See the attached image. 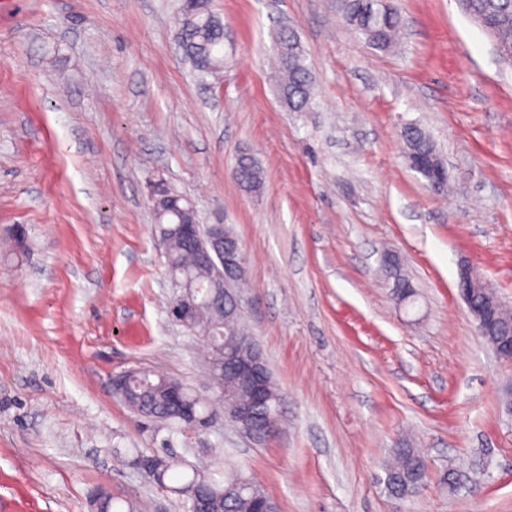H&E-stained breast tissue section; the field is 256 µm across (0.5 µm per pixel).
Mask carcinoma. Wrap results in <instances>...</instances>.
I'll return each instance as SVG.
<instances>
[{"instance_id": "obj_1", "label": "carcinoma", "mask_w": 512, "mask_h": 512, "mask_svg": "<svg viewBox=\"0 0 512 512\" xmlns=\"http://www.w3.org/2000/svg\"><path fill=\"white\" fill-rule=\"evenodd\" d=\"M480 3L487 29L500 43L511 46L512 0H480ZM339 11L357 32L379 49L391 45L400 27L399 14L387 0H339ZM223 31V24L208 8V0H181L179 43L185 58L201 78L224 64V55L219 50L220 33ZM277 46L283 49V53L277 54L281 99L289 111L305 112L311 104L312 81L304 53L298 42L288 37L286 31L279 34ZM402 139L408 154L436 151L429 136L417 126L404 128ZM237 168L240 182L251 189L259 187V173L249 158H241ZM184 210L183 199L169 189H164L158 199V224L154 225L153 231L169 235L166 266L181 275L191 287L199 289L204 298L214 288L208 272L196 265L192 247L171 234L177 223L191 220L190 216L184 214ZM232 334H242L235 321L227 322L215 330V335L207 342L208 367L221 364L222 345ZM134 377L133 381L124 379L116 393L137 414L145 413L154 422L171 429L177 428L180 423V408L169 404L167 400V394L174 386L181 389L183 405L198 416L203 417L211 412V402L201 399L178 381L146 369L136 370ZM221 396L226 410L249 401L248 392L237 385L227 368L221 378ZM385 471L401 479L396 490L407 497L418 493L428 480L424 453L407 444L392 450ZM154 481L171 493L188 492L196 486L203 489L209 494L211 512H255L257 498H268L251 476L222 462L215 469L200 473L183 459L157 454L154 458Z\"/></svg>"}]
</instances>
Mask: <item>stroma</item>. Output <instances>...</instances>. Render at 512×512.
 Instances as JSON below:
<instances>
[{"instance_id": "stroma-1", "label": "stroma", "mask_w": 512, "mask_h": 512, "mask_svg": "<svg viewBox=\"0 0 512 512\" xmlns=\"http://www.w3.org/2000/svg\"><path fill=\"white\" fill-rule=\"evenodd\" d=\"M390 2L402 28L382 51L337 0H210L224 67L201 79L177 0H0V512H90L95 490L179 512L133 455L219 452L279 512H512V363L456 286L470 264L512 305V64L460 0ZM285 27L314 81L306 112L271 67ZM409 124L447 191L410 168ZM244 155L254 191L232 175ZM159 181L243 245L241 322L285 397L265 442L221 414L168 431L112 388L145 367L210 395L204 341L168 314ZM404 441L434 478L395 501L382 480ZM450 466L453 494L436 480ZM402 139L407 154H423L435 152L436 147L429 136L417 126L405 127L402 132Z\"/></svg>"}]
</instances>
